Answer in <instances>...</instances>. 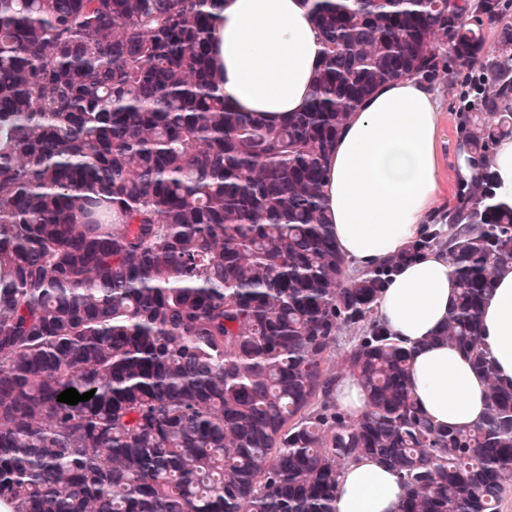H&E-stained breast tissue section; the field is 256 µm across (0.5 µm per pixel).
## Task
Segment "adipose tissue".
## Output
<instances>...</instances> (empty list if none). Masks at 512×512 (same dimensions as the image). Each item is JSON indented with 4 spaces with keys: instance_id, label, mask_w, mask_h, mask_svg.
I'll return each mask as SVG.
<instances>
[{
    "instance_id": "1",
    "label": "adipose tissue",
    "mask_w": 512,
    "mask_h": 512,
    "mask_svg": "<svg viewBox=\"0 0 512 512\" xmlns=\"http://www.w3.org/2000/svg\"><path fill=\"white\" fill-rule=\"evenodd\" d=\"M306 0H224L209 51L236 111L279 122L308 104L321 62ZM439 102L428 82L381 85L351 114L328 160L327 217L351 269L378 266L419 238L437 211ZM446 255L424 251L392 275L376 304L391 336L412 351L409 388L425 416L444 426L485 417L486 383L457 348L438 341L457 297ZM485 349L499 377L512 380V264L500 267L481 307ZM395 471L364 456L344 470L336 512H401Z\"/></svg>"
}]
</instances>
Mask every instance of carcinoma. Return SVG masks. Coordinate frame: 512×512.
Segmentation results:
<instances>
[{
    "label": "carcinoma",
    "mask_w": 512,
    "mask_h": 512,
    "mask_svg": "<svg viewBox=\"0 0 512 512\" xmlns=\"http://www.w3.org/2000/svg\"><path fill=\"white\" fill-rule=\"evenodd\" d=\"M221 4L0 0V507L335 512L342 468L369 454L400 475L402 512H497L512 384L480 308L512 263L489 168L512 136V0H308L321 68L274 125L210 68ZM449 69L481 178L404 252L352 271L326 219L330 152L377 87ZM434 248L458 280L438 339L488 381L475 427L417 411L410 352L376 317L392 272ZM344 333L359 415L332 398ZM68 388L95 393L68 405Z\"/></svg>",
    "instance_id": "obj_1"
}]
</instances>
